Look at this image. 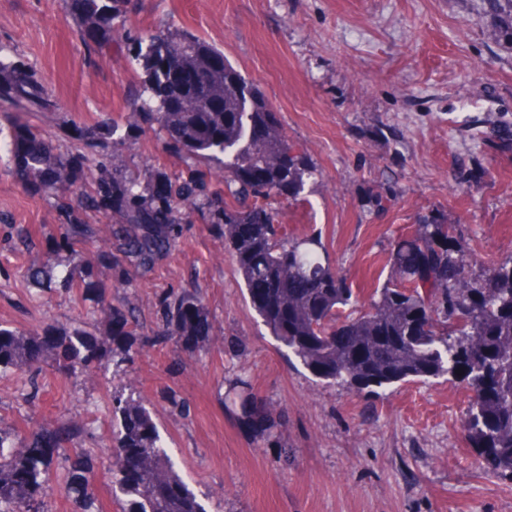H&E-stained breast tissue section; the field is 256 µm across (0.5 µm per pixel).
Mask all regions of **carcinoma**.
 I'll list each match as a JSON object with an SVG mask.
<instances>
[{
	"mask_svg": "<svg viewBox=\"0 0 512 512\" xmlns=\"http://www.w3.org/2000/svg\"><path fill=\"white\" fill-rule=\"evenodd\" d=\"M87 46L112 44V21L126 0H55ZM137 46V112L122 126L105 121L82 134L87 150L55 152L51 134L11 125L16 175L58 193L63 223L50 233L52 252L30 259L26 277L49 288L52 257L65 252L60 279L70 288L128 287L153 270L182 225L199 215L214 224L232 254L251 307L271 336L317 379L352 393L444 379L468 392L463 437L482 469L512 481V254L486 264L440 214L393 238L387 263L396 280L364 301L322 243L289 237L272 202L288 185L300 194L313 168L294 153L275 112L256 88L202 38L168 27L127 34ZM63 107L28 67L0 58V112H40L47 125ZM143 119L165 151L192 161L173 181L150 169L135 177L112 162L107 148L125 143ZM463 280L448 285V263ZM163 337L186 348L210 341L212 323L190 292L167 294ZM120 360L144 343L133 328L137 304L108 307ZM101 348L88 336L21 333L0 326V370L36 379L45 366L78 379L93 374ZM463 369V374L455 373ZM227 397L240 419L271 438L274 408L240 379ZM112 448V491L121 512H206L175 470L152 416L132 398L119 402ZM70 442L42 429L17 441L0 429V512H47L45 485L56 449ZM84 453H75L65 493L89 500Z\"/></svg>",
	"mask_w": 512,
	"mask_h": 512,
	"instance_id": "obj_1",
	"label": "carcinoma"
}]
</instances>
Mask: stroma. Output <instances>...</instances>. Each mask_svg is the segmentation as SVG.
<instances>
[{"instance_id":"1","label":"stroma","mask_w":512,"mask_h":512,"mask_svg":"<svg viewBox=\"0 0 512 512\" xmlns=\"http://www.w3.org/2000/svg\"><path fill=\"white\" fill-rule=\"evenodd\" d=\"M498 0H130L127 28L188 30L222 49L273 108L294 150L319 172L278 205L293 235L321 239L361 297L391 276L385 251L433 213L460 225L485 263L512 255V35ZM0 52L36 71L64 108L61 149L134 112L133 47L91 58L50 0H0ZM129 172L174 175L150 127L115 152ZM0 153V325L105 336L97 291L22 272L61 223L56 196L31 189ZM195 291L211 342H171L102 357L91 377L45 368L35 399L24 373L0 371V429L71 434L93 459L100 512L111 495L112 395L142 402L207 512H512V482L483 472L461 437L467 394L444 380L357 395L317 380L251 308L216 227L184 225L171 252L129 288L138 335L162 326L158 299ZM280 417L281 448L226 409L237 378Z\"/></svg>"}]
</instances>
